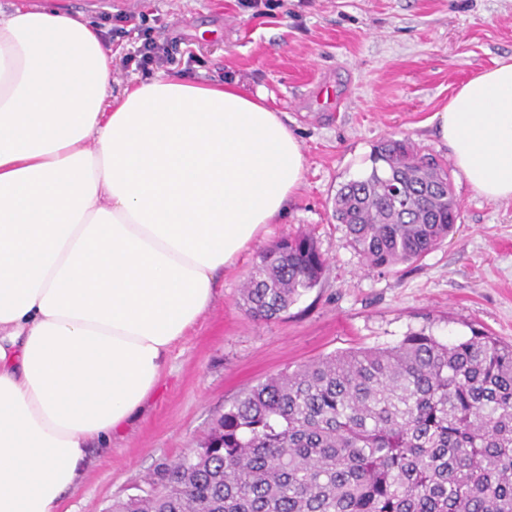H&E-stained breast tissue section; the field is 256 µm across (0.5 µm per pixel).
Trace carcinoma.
<instances>
[{"label": "carcinoma", "mask_w": 512, "mask_h": 512, "mask_svg": "<svg viewBox=\"0 0 512 512\" xmlns=\"http://www.w3.org/2000/svg\"><path fill=\"white\" fill-rule=\"evenodd\" d=\"M370 161L337 190L333 218L367 267L392 270L445 240L460 205L447 166L407 138L380 140ZM324 271L312 236L282 239L243 307L276 319ZM112 512H512V344L423 328L270 376Z\"/></svg>", "instance_id": "cac0c4a2"}]
</instances>
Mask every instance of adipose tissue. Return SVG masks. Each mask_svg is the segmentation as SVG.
Segmentation results:
<instances>
[{
	"label": "adipose tissue",
	"instance_id": "ef3b65f1",
	"mask_svg": "<svg viewBox=\"0 0 512 512\" xmlns=\"http://www.w3.org/2000/svg\"><path fill=\"white\" fill-rule=\"evenodd\" d=\"M266 99L163 75L116 97L92 19L0 11V512H57L286 215L305 157ZM435 118L477 194L512 200V57Z\"/></svg>",
	"mask_w": 512,
	"mask_h": 512
}]
</instances>
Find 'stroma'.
<instances>
[{
  "instance_id": "obj_1",
  "label": "stroma",
  "mask_w": 512,
  "mask_h": 512,
  "mask_svg": "<svg viewBox=\"0 0 512 512\" xmlns=\"http://www.w3.org/2000/svg\"><path fill=\"white\" fill-rule=\"evenodd\" d=\"M59 2L105 29L125 17L127 34L112 43L113 96L149 79L125 61L143 21L171 49L163 75L267 92L305 157L287 215L218 275L161 385L110 441L92 442L60 512H109L156 466L199 448L244 390L286 369L393 346L423 328L448 343L475 329L512 343V200H486L452 172L461 208L453 233L391 271L367 269L332 217L337 190L369 171L382 138H409L426 157L451 163L433 116L462 82L512 56V0H281L268 15L244 0ZM300 232L327 262L320 282L277 319L249 317L241 290L252 268Z\"/></svg>"
}]
</instances>
